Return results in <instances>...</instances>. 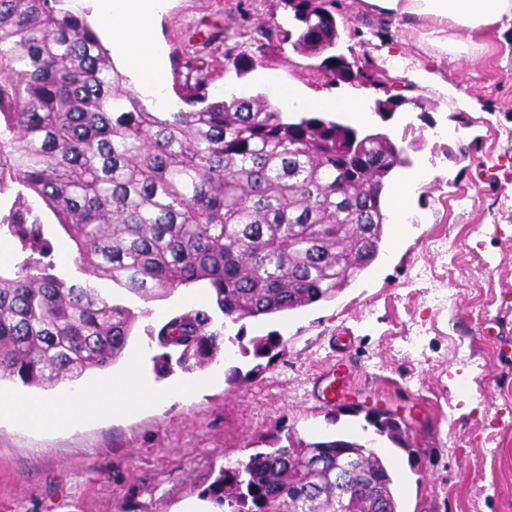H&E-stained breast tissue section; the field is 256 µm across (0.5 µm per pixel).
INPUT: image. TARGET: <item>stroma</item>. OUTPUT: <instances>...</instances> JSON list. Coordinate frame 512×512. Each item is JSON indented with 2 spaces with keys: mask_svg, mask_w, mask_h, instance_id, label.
I'll use <instances>...</instances> for the list:
<instances>
[{
  "mask_svg": "<svg viewBox=\"0 0 512 512\" xmlns=\"http://www.w3.org/2000/svg\"><path fill=\"white\" fill-rule=\"evenodd\" d=\"M361 38L387 75L411 82L424 108L389 121L372 110L375 90L328 85L314 59L291 43L258 51L259 29L287 25L281 0H167L152 29L166 58L163 83L131 86L163 110L179 104L177 61L194 47L220 96L267 94L265 76L296 91L361 104L353 126L402 141L411 166L388 186L410 184L402 211H388L377 260L337 296L239 322L214 313L223 332L215 360L157 375L150 338L171 316L210 308L205 284L145 302L125 350L91 382L137 362L163 390L152 406L101 415L73 430L0 421V512H216L209 490L221 469L268 446L270 437H339L373 447L394 479L399 512H512V27L491 31L478 56L426 53L417 34L346 0ZM247 31L254 66L224 65L226 39ZM437 80L425 79V72ZM281 336L285 351L249 380L252 341ZM364 403L408 426L399 447L366 429L363 416L332 406Z\"/></svg>",
  "mask_w": 512,
  "mask_h": 512,
  "instance_id": "35a3bbf8",
  "label": "stroma"
}]
</instances>
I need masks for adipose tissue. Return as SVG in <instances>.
Returning <instances> with one entry per match:
<instances>
[{
    "label": "adipose tissue",
    "mask_w": 512,
    "mask_h": 512,
    "mask_svg": "<svg viewBox=\"0 0 512 512\" xmlns=\"http://www.w3.org/2000/svg\"><path fill=\"white\" fill-rule=\"evenodd\" d=\"M164 0H92L112 35V48L124 56L146 84L160 78L161 49L150 37L153 20ZM370 14L399 20L416 29L422 44L440 53L477 54L490 30L512 21V0H362ZM469 33L459 42L457 31ZM159 392L144 382L132 364L106 382L81 387L73 395L41 402L27 395L0 392V419L7 417L39 426L76 427L104 413H125L155 401Z\"/></svg>",
    "instance_id": "adipose-tissue-1"
}]
</instances>
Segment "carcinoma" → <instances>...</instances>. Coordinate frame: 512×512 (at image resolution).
<instances>
[{"label":"carcinoma","mask_w":512,"mask_h":512,"mask_svg":"<svg viewBox=\"0 0 512 512\" xmlns=\"http://www.w3.org/2000/svg\"><path fill=\"white\" fill-rule=\"evenodd\" d=\"M291 26L259 30L293 41L327 83L384 88L383 120L420 98L375 78L369 52L336 54L350 22L345 0H282ZM185 107L150 110L112 62L99 35L68 0H0V237L20 256L0 270V381L51 387L112 365L138 318L96 285L56 273L53 247L28 198L42 202L75 244L77 270L148 302L203 282L238 322L329 300L379 254L384 180L412 164L383 132L317 115L290 117L259 95L209 98L210 73L193 55ZM189 309L153 336L154 369L172 355L190 368L213 355L221 332ZM280 338L256 344L276 358ZM407 448L408 427L388 411L347 408ZM222 472L219 503L231 512H399L393 479L372 447L288 437Z\"/></svg>","instance_id":"cac0c4a2"}]
</instances>
